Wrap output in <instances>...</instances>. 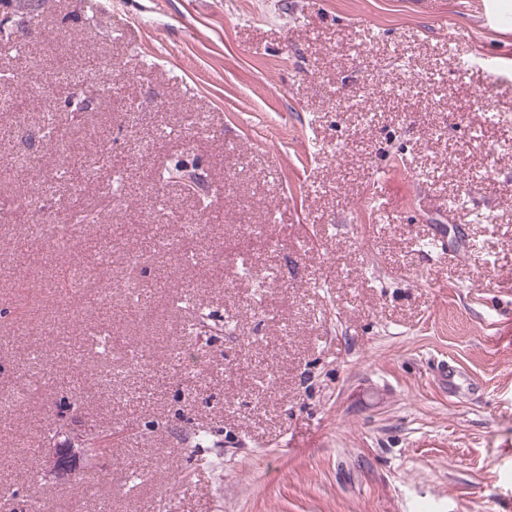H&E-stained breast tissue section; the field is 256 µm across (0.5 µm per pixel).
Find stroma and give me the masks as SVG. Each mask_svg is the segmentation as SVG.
I'll list each match as a JSON object with an SVG mask.
<instances>
[{"label":"stroma","mask_w":512,"mask_h":512,"mask_svg":"<svg viewBox=\"0 0 512 512\" xmlns=\"http://www.w3.org/2000/svg\"><path fill=\"white\" fill-rule=\"evenodd\" d=\"M483 2L13 0L0 512H512V121L480 109L512 114V0ZM72 197L98 223L32 232ZM76 429L122 440L63 480Z\"/></svg>","instance_id":"stroma-1"}]
</instances>
